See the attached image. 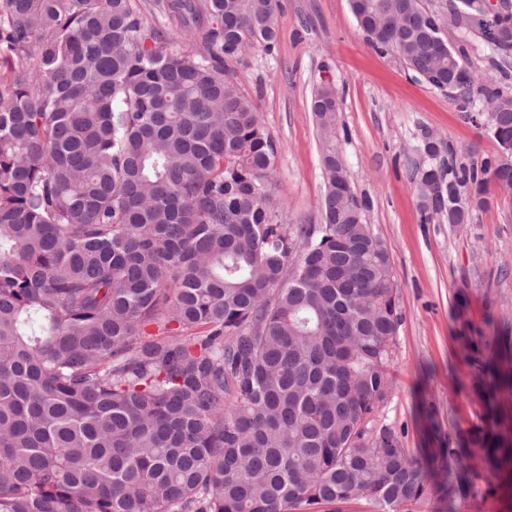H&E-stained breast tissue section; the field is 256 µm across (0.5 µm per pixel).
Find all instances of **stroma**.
Instances as JSON below:
<instances>
[{"instance_id":"35a3bbf8","label":"stroma","mask_w":512,"mask_h":512,"mask_svg":"<svg viewBox=\"0 0 512 512\" xmlns=\"http://www.w3.org/2000/svg\"><path fill=\"white\" fill-rule=\"evenodd\" d=\"M280 38L234 64L277 147L270 179L289 224H317L325 193L311 99L324 84L340 102L338 138L366 219L386 244L400 323L391 387L367 424L388 426L414 456L428 454V497L413 512H512V460L489 474L493 448L512 449V196L489 188L470 223L425 219L409 158L423 135L481 161L496 142L394 54L371 47L348 0H276ZM449 47L484 84L512 75L480 38L446 29ZM458 472L453 496L443 485Z\"/></svg>"}]
</instances>
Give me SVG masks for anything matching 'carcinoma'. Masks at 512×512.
I'll use <instances>...</instances> for the list:
<instances>
[{
	"mask_svg": "<svg viewBox=\"0 0 512 512\" xmlns=\"http://www.w3.org/2000/svg\"><path fill=\"white\" fill-rule=\"evenodd\" d=\"M456 4L512 57L485 0ZM349 7L376 50L488 107L497 155L458 165L426 138L411 162L424 212L468 223L490 176L512 181V86L478 83L420 0ZM149 11L193 50L133 0H0V512H406L427 462L367 433L396 283L365 203L336 197L335 89L311 100L322 223L286 225L276 146L226 65L271 49L275 0ZM134 4L138 6V8L144 13L147 17L148 21L152 26L159 25L160 29L163 31L165 38L170 41V48L174 51H186L191 47V41L183 34H181L176 28H172L168 26V24L163 23V25L158 24L157 21L150 15L148 12V3L152 0H134Z\"/></svg>",
	"mask_w": 512,
	"mask_h": 512,
	"instance_id": "obj_1",
	"label": "carcinoma"
}]
</instances>
